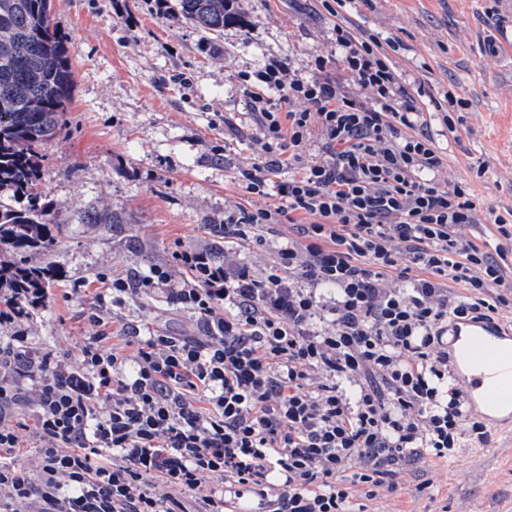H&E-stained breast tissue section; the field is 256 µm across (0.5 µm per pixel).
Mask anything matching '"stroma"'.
<instances>
[{
  "label": "stroma",
  "instance_id": "1",
  "mask_svg": "<svg viewBox=\"0 0 512 512\" xmlns=\"http://www.w3.org/2000/svg\"><path fill=\"white\" fill-rule=\"evenodd\" d=\"M237 4L246 27L206 34L187 20L166 21L155 0H51L75 90L39 171L67 226L51 256L32 258L63 270L31 325L35 343L74 350L89 331L83 311L99 276L168 263L179 243L210 249L225 210L262 205L233 178L255 160L256 121L237 75L273 61L309 70L315 55L334 51V19L320 0ZM345 19L393 39L388 58L423 112L441 179L468 182L477 204L463 234L500 247L512 272V240L494 224L512 211V52L498 37L512 22V0H355ZM450 93L468 102L452 115L453 133L437 108ZM106 209L123 223H88ZM114 321L198 332L194 316L161 296L127 300ZM354 503L361 512H512V431L492 430L488 445L448 460L424 457L392 491Z\"/></svg>",
  "mask_w": 512,
  "mask_h": 512
}]
</instances>
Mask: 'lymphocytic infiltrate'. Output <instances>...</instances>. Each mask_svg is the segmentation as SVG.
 <instances>
[{
    "mask_svg": "<svg viewBox=\"0 0 512 512\" xmlns=\"http://www.w3.org/2000/svg\"><path fill=\"white\" fill-rule=\"evenodd\" d=\"M310 73L282 64L238 79L257 160L235 179L264 206L224 214V236L297 239L262 272L177 245L168 264L112 279L75 357L31 343L0 289V512H350L424 456L486 444L448 356L450 321L512 312V283L474 223L468 183L442 160L381 39L340 15ZM372 91V99L359 91ZM322 135V162L302 149ZM190 271L178 281L174 267ZM462 294L451 293V285ZM163 295L199 333L112 343L106 306Z\"/></svg>",
    "mask_w": 512,
    "mask_h": 512,
    "instance_id": "lymphocytic-infiltrate-1",
    "label": "lymphocytic infiltrate"
}]
</instances>
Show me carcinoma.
<instances>
[{
    "label": "carcinoma",
    "instance_id": "carcinoma-1",
    "mask_svg": "<svg viewBox=\"0 0 512 512\" xmlns=\"http://www.w3.org/2000/svg\"><path fill=\"white\" fill-rule=\"evenodd\" d=\"M235 0H177L172 21L193 22L204 33L245 26ZM74 75L50 0H0V247L13 260L0 265V283L45 288L62 277L28 255L50 253L65 220L41 189L38 173L48 142L60 135Z\"/></svg>",
    "mask_w": 512,
    "mask_h": 512
}]
</instances>
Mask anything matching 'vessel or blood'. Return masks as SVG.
Listing matches in <instances>:
<instances>
[{
  "instance_id": "obj_1",
  "label": "vessel or blood",
  "mask_w": 512,
  "mask_h": 512,
  "mask_svg": "<svg viewBox=\"0 0 512 512\" xmlns=\"http://www.w3.org/2000/svg\"><path fill=\"white\" fill-rule=\"evenodd\" d=\"M450 358L461 372L465 397L496 425L512 426V333L475 320L448 327Z\"/></svg>"
}]
</instances>
